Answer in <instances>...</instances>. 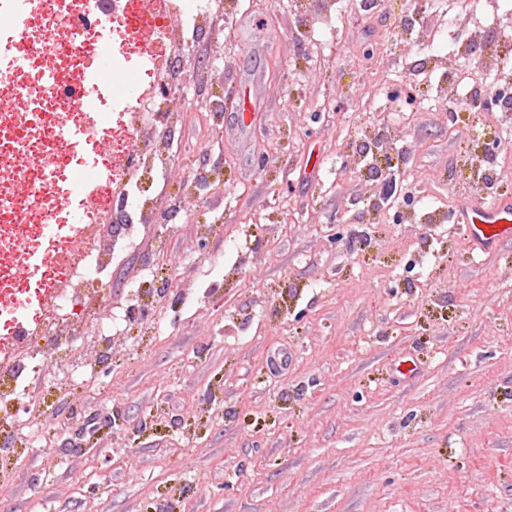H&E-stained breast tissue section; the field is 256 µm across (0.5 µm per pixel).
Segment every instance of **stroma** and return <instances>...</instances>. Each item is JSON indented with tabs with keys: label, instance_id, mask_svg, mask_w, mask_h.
<instances>
[{
	"label": "stroma",
	"instance_id": "obj_1",
	"mask_svg": "<svg viewBox=\"0 0 512 512\" xmlns=\"http://www.w3.org/2000/svg\"><path fill=\"white\" fill-rule=\"evenodd\" d=\"M456 1L430 0L421 48L400 0L214 5L172 162L138 179L170 219L137 226L102 298L152 316L84 355L97 381L27 375L39 442L0 457V512H512V238L483 252L450 220L512 197L470 167L495 143L512 167V120L410 83L423 54L457 65L454 34L497 42L512 0ZM217 81L219 115L193 94ZM96 412L111 428L70 445Z\"/></svg>",
	"mask_w": 512,
	"mask_h": 512
}]
</instances>
